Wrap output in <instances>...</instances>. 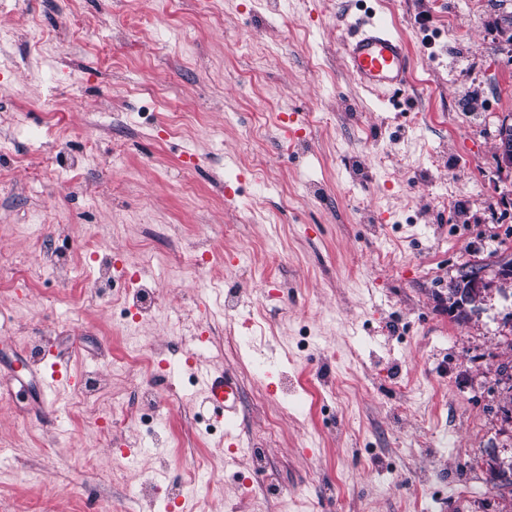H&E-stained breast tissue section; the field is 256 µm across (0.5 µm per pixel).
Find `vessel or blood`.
I'll return each mask as SVG.
<instances>
[{"label":"vessel or blood","mask_w":512,"mask_h":512,"mask_svg":"<svg viewBox=\"0 0 512 512\" xmlns=\"http://www.w3.org/2000/svg\"><path fill=\"white\" fill-rule=\"evenodd\" d=\"M347 72L363 88L371 92L405 86L411 56L407 44L382 22L357 21L343 46ZM26 385L35 393L34 410L44 416L56 415L60 391L72 383L64 359L44 362L42 357L22 354L19 357ZM188 367L201 387L204 404L224 422V433L230 449H237L236 434L240 418V387L235 376L226 369L212 368L197 361Z\"/></svg>","instance_id":"obj_1"}]
</instances>
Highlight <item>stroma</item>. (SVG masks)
<instances>
[{"instance_id": "35a3bbf8", "label": "stroma", "mask_w": 512, "mask_h": 512, "mask_svg": "<svg viewBox=\"0 0 512 512\" xmlns=\"http://www.w3.org/2000/svg\"><path fill=\"white\" fill-rule=\"evenodd\" d=\"M61 5L0 11V254L37 264L0 270V512H500L512 289L448 290L512 267V0H72L74 28ZM362 15L406 41L402 89L347 73ZM87 239L159 310L121 327L90 300ZM36 339L76 380L53 420L6 369ZM191 355L241 384L236 465L190 374L143 431L137 382Z\"/></svg>"}]
</instances>
